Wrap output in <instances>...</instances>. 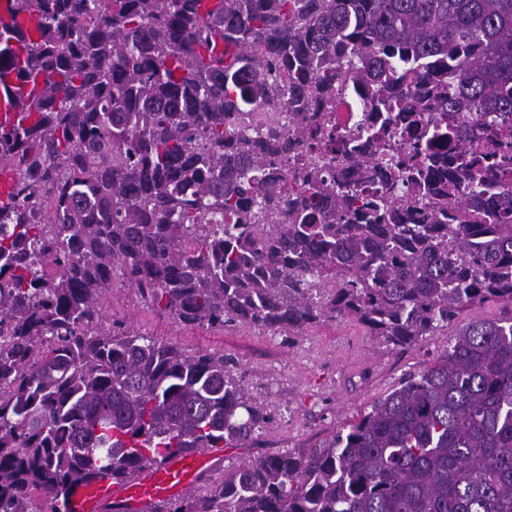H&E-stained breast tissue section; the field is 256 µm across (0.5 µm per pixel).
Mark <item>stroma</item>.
Wrapping results in <instances>:
<instances>
[{"mask_svg":"<svg viewBox=\"0 0 512 512\" xmlns=\"http://www.w3.org/2000/svg\"><path fill=\"white\" fill-rule=\"evenodd\" d=\"M103 307L108 318L122 320L137 334L189 354L218 351L236 361L247 395L268 421L251 447L225 450L221 466L225 472L260 456L299 453L325 443L402 378L433 362L459 326L507 315L499 303L479 304L465 310L448 329L398 350L348 317L288 338L243 325L187 326L158 312L133 289L118 285L107 292Z\"/></svg>","mask_w":512,"mask_h":512,"instance_id":"stroma-1","label":"stroma"}]
</instances>
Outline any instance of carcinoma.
Returning a JSON list of instances; mask_svg holds the SVG:
<instances>
[{
    "label": "carcinoma",
    "instance_id": "obj_1",
    "mask_svg": "<svg viewBox=\"0 0 512 512\" xmlns=\"http://www.w3.org/2000/svg\"><path fill=\"white\" fill-rule=\"evenodd\" d=\"M10 2L40 31H0V65L23 46L43 87L30 123L0 126V512H33L36 492L63 512L97 469L248 448L267 422L233 359L105 322L116 280L185 325L293 336L348 316L398 349L512 306V0ZM359 86L456 125L397 155L304 108L291 135L246 121ZM301 142L336 144L385 191L360 197ZM156 512H512V316L468 323L324 446Z\"/></svg>",
    "mask_w": 512,
    "mask_h": 512
}]
</instances>
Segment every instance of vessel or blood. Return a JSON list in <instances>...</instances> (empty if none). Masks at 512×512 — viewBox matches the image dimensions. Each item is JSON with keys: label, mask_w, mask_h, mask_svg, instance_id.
Here are the masks:
<instances>
[{"label": "vessel or blood", "mask_w": 512, "mask_h": 512, "mask_svg": "<svg viewBox=\"0 0 512 512\" xmlns=\"http://www.w3.org/2000/svg\"><path fill=\"white\" fill-rule=\"evenodd\" d=\"M33 82L16 69L0 74V125L16 124L22 117L21 101L30 99ZM224 451L171 449L152 465L126 479L108 472H93L70 487L68 512H153L162 502L182 496L201 483L223 462Z\"/></svg>", "instance_id": "1"}]
</instances>
